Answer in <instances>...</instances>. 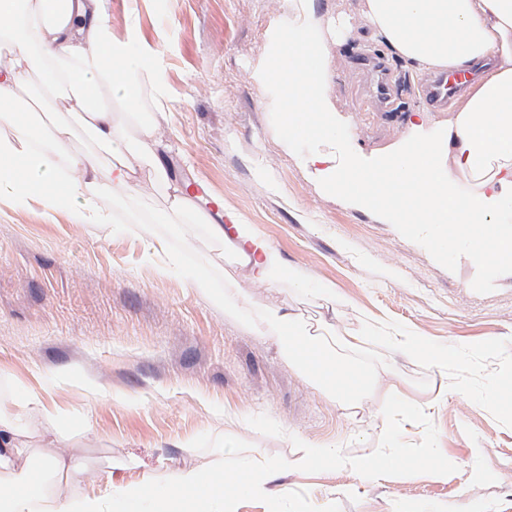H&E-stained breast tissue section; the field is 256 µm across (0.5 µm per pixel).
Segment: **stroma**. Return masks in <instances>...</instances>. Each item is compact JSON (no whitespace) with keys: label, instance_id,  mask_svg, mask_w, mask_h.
Returning a JSON list of instances; mask_svg holds the SVG:
<instances>
[{"label":"stroma","instance_id":"1","mask_svg":"<svg viewBox=\"0 0 512 512\" xmlns=\"http://www.w3.org/2000/svg\"><path fill=\"white\" fill-rule=\"evenodd\" d=\"M317 3L352 31L331 57L326 93L349 130V154L374 163L407 138L423 75L370 38L366 0ZM291 16V0H139L134 16L126 0H112L114 34L134 24L162 46L169 107L157 124L171 175L199 210L256 224L287 267L334 285L333 311L285 282L247 294L312 323L327 318L337 357L366 377L360 397L332 400L271 337L158 277L144 256L157 237L181 249L178 225L112 234L35 204L1 206L0 405L37 394L69 429L57 435L39 412L14 407L32 434L18 467L68 457L75 468L63 490L100 495L114 483L229 464L249 448L277 460L316 441L349 456L393 451L400 464L360 478L323 462L278 476L276 498L237 499L236 512H293L301 499L312 512H391L396 502L405 512H512V415L482 401L512 363V266L445 259L410 225L322 190L302 163L312 143L285 145L270 92L253 80ZM362 46L388 69V110L357 58ZM378 318L455 343L464 357L442 370L381 340L343 348V336ZM488 339L495 349L474 353ZM394 393L414 414L392 439L377 409ZM129 457L137 467L115 468ZM439 466L446 476H436Z\"/></svg>","mask_w":512,"mask_h":512}]
</instances>
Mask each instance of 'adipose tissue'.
<instances>
[{
    "label": "adipose tissue",
    "instance_id": "obj_1",
    "mask_svg": "<svg viewBox=\"0 0 512 512\" xmlns=\"http://www.w3.org/2000/svg\"><path fill=\"white\" fill-rule=\"evenodd\" d=\"M315 0H292L293 17L271 38L272 66L257 70V83L273 88V101L292 141L307 137L323 144L305 160L327 192L362 207L379 208L389 219L413 225L445 258L467 255L474 263H512V0H367L371 39L416 70L468 69L483 59L493 65L453 106L449 131L414 136L394 144L372 168L337 163L334 147L346 127L323 90L334 48L348 32L337 30ZM40 80L58 92L67 113L44 111L28 88ZM165 98L158 49L143 42L136 27L124 38L112 35L108 0H0V203L40 204L67 212L78 224H139L132 204L142 195L139 172L165 191L167 209L153 212L154 224L179 216L200 223L196 204L171 179L152 113L141 111L145 89ZM120 111H113V104ZM83 132L90 148L77 149ZM111 208H103L104 199ZM209 239L250 282L289 280L324 302L337 299L326 282H310L287 270L279 253L256 225L238 219L207 223ZM147 258L159 274L180 279L231 314L247 312L254 330L273 337L281 352L318 386L337 394V381L353 373L337 359L324 336L298 317L249 299L240 282L225 274L216 286L183 251L157 240ZM371 336L440 368L457 363L454 346L437 347L407 329L382 323ZM19 419L0 406V512H232L234 497L271 495L275 476L343 461L365 477L393 467L380 460L340 459L336 449L306 442L291 457L269 462L251 454L235 468L223 464L176 469L150 486L128 483L100 496L72 497L60 489L71 465L43 459L38 475L18 470L24 454ZM233 495H225V486Z\"/></svg>",
    "mask_w": 512,
    "mask_h": 512
}]
</instances>
